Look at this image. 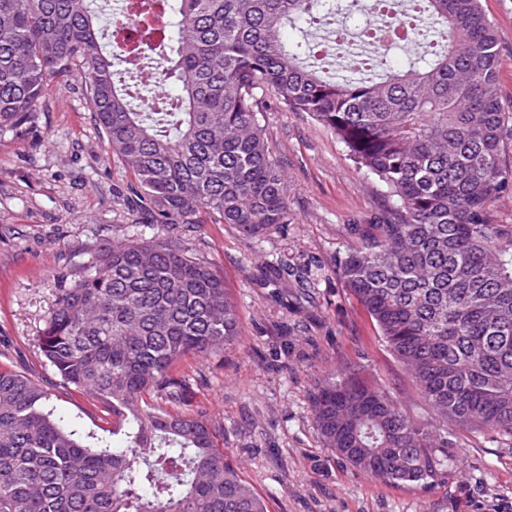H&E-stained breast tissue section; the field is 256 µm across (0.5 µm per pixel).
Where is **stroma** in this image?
Listing matches in <instances>:
<instances>
[{"label": "stroma", "instance_id": "35a3bbf8", "mask_svg": "<svg viewBox=\"0 0 512 512\" xmlns=\"http://www.w3.org/2000/svg\"><path fill=\"white\" fill-rule=\"evenodd\" d=\"M501 53L500 86L512 101V0H481ZM262 123L288 185V221L257 239L203 215L175 241L224 278L237 305L234 344L187 357L191 407L224 433V453L265 498L269 512H512V442L458 435L454 464L425 485L385 482L324 448L311 408L316 386L352 368L389 388L410 414L422 405L365 308L335 269L356 244L350 228L393 205L386 186L359 170L334 133L263 96ZM135 178L112 154L85 82H51L34 121L0 136V369L50 394L56 416L103 434L112 414L66 385L38 348L59 288L89 271L113 241L163 228L117 205ZM281 260L308 272L268 279Z\"/></svg>", "mask_w": 512, "mask_h": 512}]
</instances>
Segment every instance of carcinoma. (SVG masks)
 <instances>
[{"label":"carcinoma","mask_w":512,"mask_h":512,"mask_svg":"<svg viewBox=\"0 0 512 512\" xmlns=\"http://www.w3.org/2000/svg\"><path fill=\"white\" fill-rule=\"evenodd\" d=\"M347 15L413 36L327 74L282 30L324 0H129L100 34V0H0V136L26 129L50 83L82 68L95 120L137 185L123 204L188 230L204 213L243 237L288 223L261 124L269 91L331 129L397 198L336 275L375 321L423 403L413 417L355 370L312 394L323 447L389 483L428 484L454 429L512 440V109L480 0H345ZM238 335L224 278L164 236L126 238L59 289L38 336L65 384L112 409V438L77 435L48 393L0 370V512H268L202 409H182L177 362ZM157 396L163 405L146 401Z\"/></svg>","instance_id":"cac0c4a2"}]
</instances>
